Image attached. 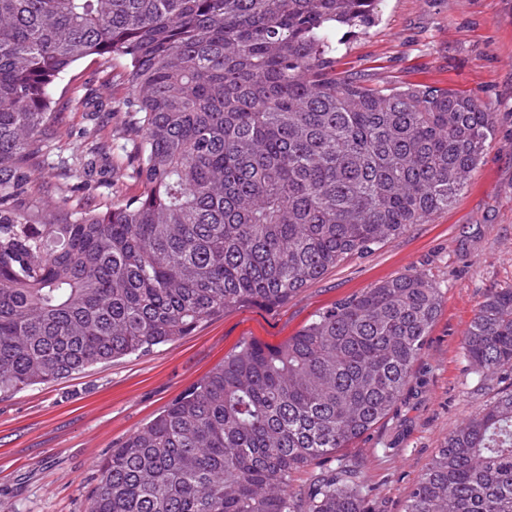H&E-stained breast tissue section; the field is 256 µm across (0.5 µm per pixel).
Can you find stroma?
<instances>
[{"label": "stroma", "instance_id": "1", "mask_svg": "<svg viewBox=\"0 0 512 512\" xmlns=\"http://www.w3.org/2000/svg\"><path fill=\"white\" fill-rule=\"evenodd\" d=\"M379 20L347 36L341 69L372 84L422 83L466 91L496 114L480 165L448 212L347 258L287 304L237 307L193 334L150 352L94 365L50 384L0 398V512H85L97 464L172 399L204 378L243 342L272 346L339 300L413 269L442 293V311L401 401L339 456L362 467L377 512H403L407 494L448 435L512 386L498 374L476 382L462 340L487 295L512 288V0H382ZM122 82L105 84L84 61L54 94L60 135L32 175L70 187L69 213L103 211L137 196L141 184L110 172L123 115L110 104ZM89 99L90 113L70 98ZM97 126L107 154L103 177L84 188L77 157L83 131Z\"/></svg>", "mask_w": 512, "mask_h": 512}]
</instances>
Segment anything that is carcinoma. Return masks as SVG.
<instances>
[{
	"instance_id": "cac0c4a2",
	"label": "carcinoma",
	"mask_w": 512,
	"mask_h": 512,
	"mask_svg": "<svg viewBox=\"0 0 512 512\" xmlns=\"http://www.w3.org/2000/svg\"><path fill=\"white\" fill-rule=\"evenodd\" d=\"M380 0H0V394L275 308L347 257L450 208L495 113L419 83L338 70L336 30ZM124 70L133 199L73 222L32 197L53 95L78 62ZM84 168L106 151L87 134ZM408 270L285 342H245L98 465L87 512H374L333 458L401 400L441 310ZM463 353L512 372V288L487 295ZM404 512H512V388L448 436Z\"/></svg>"
}]
</instances>
